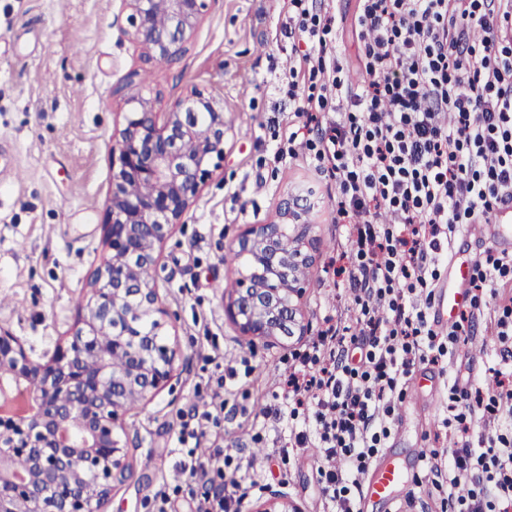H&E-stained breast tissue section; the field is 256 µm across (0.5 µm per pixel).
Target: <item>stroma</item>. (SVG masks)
I'll use <instances>...</instances> for the list:
<instances>
[{"label":"stroma","mask_w":512,"mask_h":512,"mask_svg":"<svg viewBox=\"0 0 512 512\" xmlns=\"http://www.w3.org/2000/svg\"><path fill=\"white\" fill-rule=\"evenodd\" d=\"M281 7V0H213L187 54L148 65L125 33L122 0H0V325L35 355L66 340L77 318L75 301L86 296L108 253L102 220L112 183V132L133 73H151L149 87L165 107L194 85L224 99V165L155 267L160 298L172 315L168 340L180 347L183 361L150 401L123 414L129 473L116 484L107 512H157L156 490L183 481L174 436L179 415L210 395L200 367L214 349L212 336L225 367H239L247 356L255 372L226 383L224 417L220 427L207 428L202 457L221 448L235 461L262 463L248 500L271 488L301 512H330L316 458L294 449L287 460L268 461L284 433L259 414L279 392L284 357L304 350L325 318L345 319L354 309L349 292L335 287L327 272L348 249L345 228L334 221L335 185L305 158L275 162L271 132L261 126L274 111L288 109L270 69L272 60L288 54L287 41L276 35ZM358 7L359 0L335 2L347 20L336 29V47L353 80L359 49L350 22ZM293 196L309 200L305 220L320 240L298 302L308 330L253 340L224 315L238 277L224 256L243 225L278 221L280 201ZM503 318L512 323V314L486 298L476 326L480 347L448 341L439 363L414 365L376 463L411 460L419 448L449 450V387L457 378L491 386V371L501 365L497 322ZM395 497L394 505L372 503L366 512H445L425 463L411 470Z\"/></svg>","instance_id":"35a3bbf8"}]
</instances>
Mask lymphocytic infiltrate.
<instances>
[{
  "instance_id": "lymphocytic-infiltrate-1",
  "label": "lymphocytic infiltrate",
  "mask_w": 512,
  "mask_h": 512,
  "mask_svg": "<svg viewBox=\"0 0 512 512\" xmlns=\"http://www.w3.org/2000/svg\"><path fill=\"white\" fill-rule=\"evenodd\" d=\"M504 2L362 0L353 22L361 78L352 83L336 53L339 20L325 0H288L281 33L291 50L279 90L293 129L274 159L304 156L334 182L335 221L354 250L345 274L356 308L319 331L262 416L296 447L317 450L332 512H359L351 488L388 435L397 389L416 360L444 354L414 294L430 287L461 225L491 223L512 204V9ZM510 270L512 255L487 250L476 259L470 306L452 338L473 335L482 296ZM353 348L361 351L355 366ZM203 364L213 397L180 423L176 454L187 478L222 489L195 512H240L243 484L226 473L232 456L219 449L204 462L197 448L220 422L227 379L255 368L209 356ZM493 382L488 393L450 388L454 447L431 473L458 512H512V440L471 435L474 416L512 421V377L498 372Z\"/></svg>"
}]
</instances>
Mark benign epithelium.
Wrapping results in <instances>:
<instances>
[{
    "label": "benign epithelium",
    "instance_id": "obj_1",
    "mask_svg": "<svg viewBox=\"0 0 512 512\" xmlns=\"http://www.w3.org/2000/svg\"><path fill=\"white\" fill-rule=\"evenodd\" d=\"M213 0H124L129 40L145 62L171 63L189 50ZM164 4L166 25L154 21ZM159 98L134 85L112 134V190L103 227L109 255L91 275L73 332L50 355L36 357L0 326V512H103L113 484L129 470L117 431L120 412L143 402L175 375L179 347L163 340L169 319L158 289L137 270L157 264L163 248L213 171L224 162L227 125L220 96L194 86L165 111ZM151 187L136 196L130 182ZM307 200L280 204V221L247 224L236 245L251 254L224 314L255 339L304 335L295 274L310 266L318 240L303 220ZM295 248H280L284 226ZM147 319L152 331H140ZM127 364L112 370V352ZM29 459L20 472L16 457ZM252 512H299L271 492Z\"/></svg>",
    "mask_w": 512,
    "mask_h": 512
}]
</instances>
